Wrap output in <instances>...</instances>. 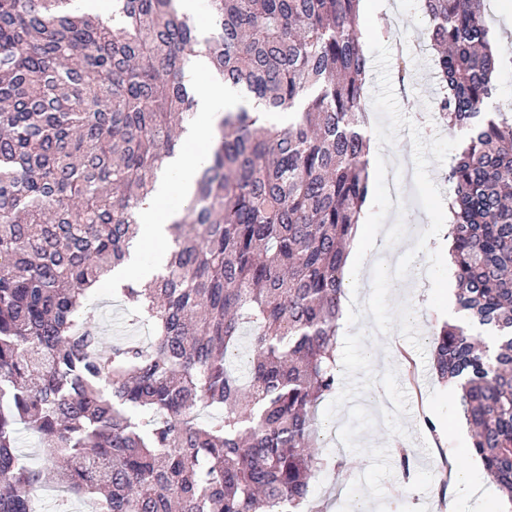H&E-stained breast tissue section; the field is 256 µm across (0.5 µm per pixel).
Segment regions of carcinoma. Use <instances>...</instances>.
I'll use <instances>...</instances> for the list:
<instances>
[{
    "mask_svg": "<svg viewBox=\"0 0 512 512\" xmlns=\"http://www.w3.org/2000/svg\"><path fill=\"white\" fill-rule=\"evenodd\" d=\"M117 2L113 30L71 0H0V512H36L51 483L90 512H316L309 480L342 467L311 451L314 420L372 189L360 0H207L208 54L255 105L224 113L163 271L117 292L150 343L105 347L90 294L193 115L198 44L175 0ZM486 5L423 0L435 108L463 137L445 179L466 322L437 330L432 360L512 504V113L487 111L505 63Z\"/></svg>",
    "mask_w": 512,
    "mask_h": 512,
    "instance_id": "1",
    "label": "carcinoma"
}]
</instances>
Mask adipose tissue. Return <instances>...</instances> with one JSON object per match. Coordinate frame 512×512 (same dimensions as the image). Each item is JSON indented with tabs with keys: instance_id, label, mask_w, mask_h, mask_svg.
<instances>
[{
	"instance_id": "ef3b65f1",
	"label": "adipose tissue",
	"mask_w": 512,
	"mask_h": 512,
	"mask_svg": "<svg viewBox=\"0 0 512 512\" xmlns=\"http://www.w3.org/2000/svg\"><path fill=\"white\" fill-rule=\"evenodd\" d=\"M183 80L193 92L197 118L186 124L180 135L182 150L163 158L150 204L138 215L141 241L158 247L154 264L143 265L139 251H132L129 259L111 272V287L148 280L155 271L161 270L169 252L168 227L182 218L181 205L192 198L196 180L210 155L208 146L214 141L227 105L236 97L234 91L225 88L222 77L202 52L185 64ZM174 197L180 199V206H171L170 200Z\"/></svg>"
}]
</instances>
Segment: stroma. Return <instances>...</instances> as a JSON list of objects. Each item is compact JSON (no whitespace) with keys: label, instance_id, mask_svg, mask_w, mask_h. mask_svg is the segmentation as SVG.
<instances>
[{"label":"stroma","instance_id":"1","mask_svg":"<svg viewBox=\"0 0 512 512\" xmlns=\"http://www.w3.org/2000/svg\"><path fill=\"white\" fill-rule=\"evenodd\" d=\"M385 44L410 46L413 77L393 88L400 112L424 138L439 135L435 100V51L419 0H385L376 13ZM430 286L394 282L392 308L409 304L423 343L415 348L398 331L382 334L372 318L347 327L337 358L341 368L336 394L316 412L318 451L337 456L341 469L315 475L312 498L323 512H356L368 501L371 512H446L457 493L448 478L452 469L471 466L479 492L497 502L502 493L460 436L461 411L448 397V386L431 371L434 333L445 321L429 305ZM95 325L104 344L122 336L146 342L148 329L132 325L131 313L109 288L91 296ZM410 451V473L402 475L399 448Z\"/></svg>","mask_w":512,"mask_h":512}]
</instances>
